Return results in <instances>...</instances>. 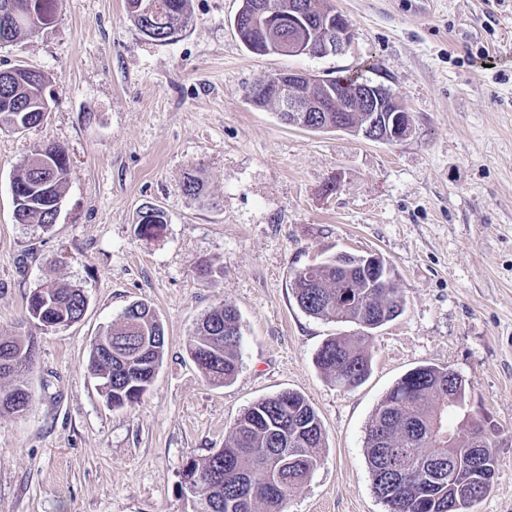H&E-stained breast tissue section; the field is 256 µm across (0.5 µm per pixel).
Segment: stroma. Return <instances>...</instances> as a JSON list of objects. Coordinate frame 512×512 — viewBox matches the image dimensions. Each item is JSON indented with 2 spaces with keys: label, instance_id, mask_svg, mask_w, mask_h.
<instances>
[{
  "label": "stroma",
  "instance_id": "stroma-1",
  "mask_svg": "<svg viewBox=\"0 0 512 512\" xmlns=\"http://www.w3.org/2000/svg\"><path fill=\"white\" fill-rule=\"evenodd\" d=\"M345 53L265 55L241 43L242 0H188L177 39L143 35L125 0H64L55 22L0 44V68L40 70L50 110L0 130V336L35 342L25 414L0 413V512H192L186 464L223 447L253 402L293 390L321 418V464L286 512H386L366 460L367 428L412 368L447 367L472 412L500 429L496 475L471 512H512V0H327ZM288 70L356 74L387 87L412 132L393 142L284 124L250 88ZM71 175L50 230L14 218L11 181L39 145ZM206 195L185 194L187 172ZM152 204L167 223L137 229ZM340 252L388 260L406 297L377 329L367 381L337 386L315 364L353 323L307 315L295 272ZM208 264L212 277L197 267ZM83 289L80 321L25 322L43 280ZM165 333L142 398L112 406L91 347L129 304ZM228 304L242 320L239 370L209 384L189 356L195 326Z\"/></svg>",
  "mask_w": 512,
  "mask_h": 512
}]
</instances>
